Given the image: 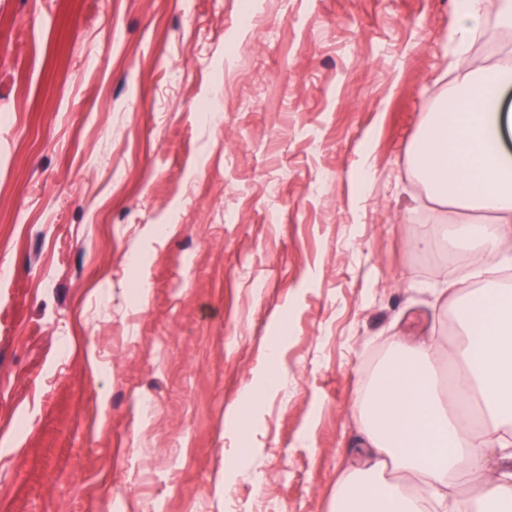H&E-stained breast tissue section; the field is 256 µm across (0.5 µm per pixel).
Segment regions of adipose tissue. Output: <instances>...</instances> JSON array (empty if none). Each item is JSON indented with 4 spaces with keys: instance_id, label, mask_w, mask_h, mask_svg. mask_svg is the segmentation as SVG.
I'll list each match as a JSON object with an SVG mask.
<instances>
[{
    "instance_id": "adipose-tissue-1",
    "label": "adipose tissue",
    "mask_w": 512,
    "mask_h": 512,
    "mask_svg": "<svg viewBox=\"0 0 512 512\" xmlns=\"http://www.w3.org/2000/svg\"><path fill=\"white\" fill-rule=\"evenodd\" d=\"M492 6L512 26V0H455L452 78L411 148L429 201L491 217L452 225L448 236L483 283L466 296L448 291L465 375L445 390L438 337L396 340L356 395L368 452L337 483L334 512H512V43L486 65L467 56ZM461 484L476 495L456 497Z\"/></svg>"
}]
</instances>
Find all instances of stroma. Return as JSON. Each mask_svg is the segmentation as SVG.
Here are the masks:
<instances>
[{
	"label": "stroma",
	"mask_w": 512,
	"mask_h": 512,
	"mask_svg": "<svg viewBox=\"0 0 512 512\" xmlns=\"http://www.w3.org/2000/svg\"><path fill=\"white\" fill-rule=\"evenodd\" d=\"M454 20L0 0V512H332L356 388L398 336L448 367L433 291L475 286L410 158ZM272 344L287 392L228 430Z\"/></svg>",
	"instance_id": "stroma-1"
}]
</instances>
